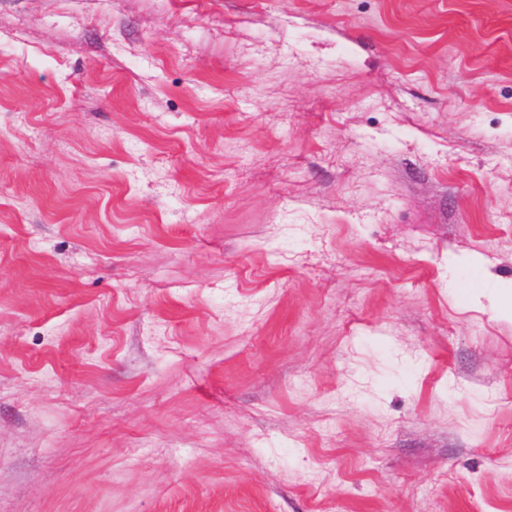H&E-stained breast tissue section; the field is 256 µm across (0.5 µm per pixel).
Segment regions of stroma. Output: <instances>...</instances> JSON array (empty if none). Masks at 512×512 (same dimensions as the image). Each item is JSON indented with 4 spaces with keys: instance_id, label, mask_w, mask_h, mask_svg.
<instances>
[{
    "instance_id": "35a3bbf8",
    "label": "stroma",
    "mask_w": 512,
    "mask_h": 512,
    "mask_svg": "<svg viewBox=\"0 0 512 512\" xmlns=\"http://www.w3.org/2000/svg\"><path fill=\"white\" fill-rule=\"evenodd\" d=\"M512 0H0V512H512Z\"/></svg>"
}]
</instances>
